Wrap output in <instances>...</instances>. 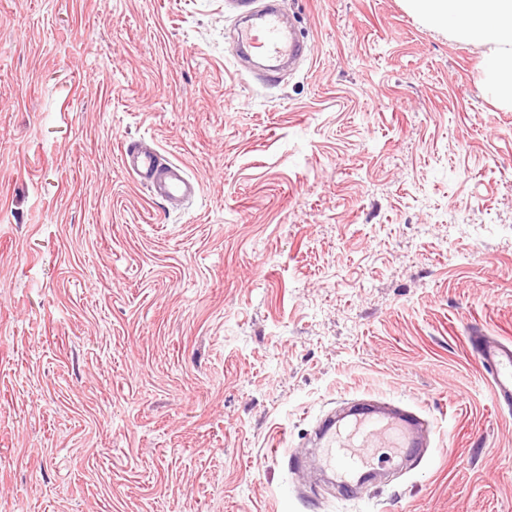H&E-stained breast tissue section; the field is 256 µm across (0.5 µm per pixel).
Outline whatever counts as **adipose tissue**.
Wrapping results in <instances>:
<instances>
[{"label": "adipose tissue", "mask_w": 512, "mask_h": 512, "mask_svg": "<svg viewBox=\"0 0 512 512\" xmlns=\"http://www.w3.org/2000/svg\"><path fill=\"white\" fill-rule=\"evenodd\" d=\"M411 11L462 40L488 46L492 92L512 101V0H407Z\"/></svg>", "instance_id": "ef3b65f1"}]
</instances>
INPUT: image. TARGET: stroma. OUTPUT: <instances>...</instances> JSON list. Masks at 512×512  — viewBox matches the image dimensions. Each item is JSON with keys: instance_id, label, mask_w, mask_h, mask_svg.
Listing matches in <instances>:
<instances>
[{"instance_id": "35a3bbf8", "label": "stroma", "mask_w": 512, "mask_h": 512, "mask_svg": "<svg viewBox=\"0 0 512 512\" xmlns=\"http://www.w3.org/2000/svg\"><path fill=\"white\" fill-rule=\"evenodd\" d=\"M0 0V512H512V107L405 0ZM157 146L171 209L120 165ZM375 398L430 446L345 494L293 459ZM245 9V25L239 29L234 52L256 56L265 63V77L275 78L286 66L300 59L306 49L297 29L274 0H233ZM256 2H260L256 5ZM122 168L151 197L164 201H193L201 193L200 182L185 167L159 149L126 142L121 149ZM477 354L491 370L495 401L512 399V347L486 337L480 342Z\"/></svg>"}]
</instances>
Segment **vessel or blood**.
Wrapping results in <instances>:
<instances>
[{
    "instance_id": "vessel-or-blood-1",
    "label": "vessel or blood",
    "mask_w": 512,
    "mask_h": 512,
    "mask_svg": "<svg viewBox=\"0 0 512 512\" xmlns=\"http://www.w3.org/2000/svg\"><path fill=\"white\" fill-rule=\"evenodd\" d=\"M245 10L235 53L256 56L265 63V75L272 78L300 59L306 49L297 29L273 0H233ZM121 165L151 197L164 201H191L201 193L200 182L185 167L159 149L137 142L124 143ZM478 357L492 374L495 400L512 399V346L485 338ZM419 417L411 411L388 412L365 403L351 420L326 416L319 424L317 447L324 468L340 471L341 487L350 488V473L370 472L380 449H388L390 461L409 456L419 448Z\"/></svg>"
}]
</instances>
